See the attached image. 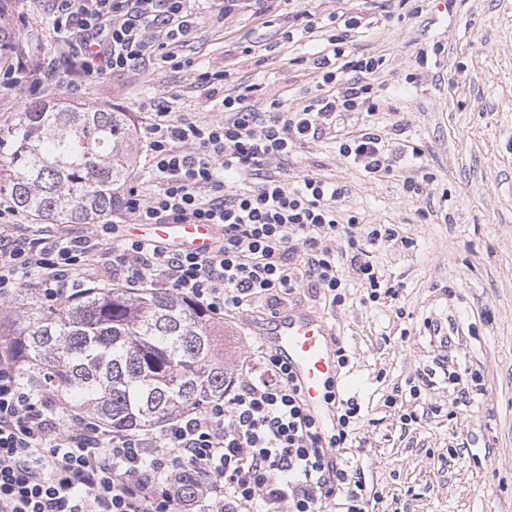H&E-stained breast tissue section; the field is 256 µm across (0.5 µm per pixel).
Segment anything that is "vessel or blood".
Instances as JSON below:
<instances>
[{"instance_id":"obj_1","label":"vessel or blood","mask_w":512,"mask_h":512,"mask_svg":"<svg viewBox=\"0 0 512 512\" xmlns=\"http://www.w3.org/2000/svg\"><path fill=\"white\" fill-rule=\"evenodd\" d=\"M131 238L158 244L169 253H211L219 235L214 224H131ZM259 334L267 346L287 362L298 383L305 407L320 423H334L336 408L327 388L338 378V341L326 317L303 307L288 309L263 326Z\"/></svg>"}]
</instances>
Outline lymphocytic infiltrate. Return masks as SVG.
<instances>
[{
    "instance_id": "1",
    "label": "lymphocytic infiltrate",
    "mask_w": 512,
    "mask_h": 512,
    "mask_svg": "<svg viewBox=\"0 0 512 512\" xmlns=\"http://www.w3.org/2000/svg\"><path fill=\"white\" fill-rule=\"evenodd\" d=\"M50 15L76 82L155 58L175 61L197 18L191 0H51ZM358 25L345 19L312 60L334 94L295 111L276 102L262 111L248 85L225 95L222 120L147 126L159 189L147 198L130 192L126 214L136 224L218 225L212 253H167L126 237L115 220L88 235H0V301L11 302L31 284L36 299L52 308L115 282L171 291L220 318L251 306L279 309L305 287L321 291L329 305L343 304L348 267L368 301L395 295L366 249L393 240L396 231L342 219L336 204L345 186L307 176L291 189L268 174L249 189L224 191L226 177L288 156L341 117L377 111L374 82L383 60L354 53ZM55 68L18 60L0 71V91L22 84L39 90ZM338 151L373 176L395 163L371 131L343 134ZM341 235L352 250L347 260L335 247ZM360 417L355 400H338L336 423L323 430L304 410L286 363L259 341L223 397L154 432H113L52 394L24 389L13 357L0 354V512H373L379 497L346 458ZM188 476L201 482L192 499L179 492Z\"/></svg>"
}]
</instances>
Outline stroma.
<instances>
[{"mask_svg":"<svg viewBox=\"0 0 512 512\" xmlns=\"http://www.w3.org/2000/svg\"><path fill=\"white\" fill-rule=\"evenodd\" d=\"M303 8L315 12L322 33L301 31L294 15ZM421 8L410 13L399 0H241L226 16L219 0H201L178 63L153 60L82 85L61 73L36 92H0V129L39 101L127 113L138 158L131 184L149 196L158 188L143 137L150 105L168 103L169 119L206 124L223 119L226 94L254 84L259 109L274 100L300 108L326 92L311 66L322 35L333 34L334 18L359 17L358 50L385 60L378 110L341 125L376 129L396 153L418 145L420 165L401 161L370 176L339 154L331 129L260 170L290 187L306 176L341 182L342 218L394 225L398 239L374 245L371 261L399 294L368 302L351 274L344 305L328 306L308 288L288 304L327 317L351 356L338 387L361 406L353 442L379 512H512V0H423ZM8 21L24 56L63 54L48 0H14ZM204 72L214 74L212 85L200 83ZM410 180L421 182V194L406 192ZM265 317L261 309L224 317L225 366L250 354L252 325ZM433 323L451 328L449 347ZM454 371L465 381L480 376L482 391L468 405L456 402ZM392 394L420 413L418 423L402 429L384 404ZM461 444L466 453L454 455Z\"/></svg>","mask_w":512,"mask_h":512,"instance_id":"1","label":"stroma"}]
</instances>
